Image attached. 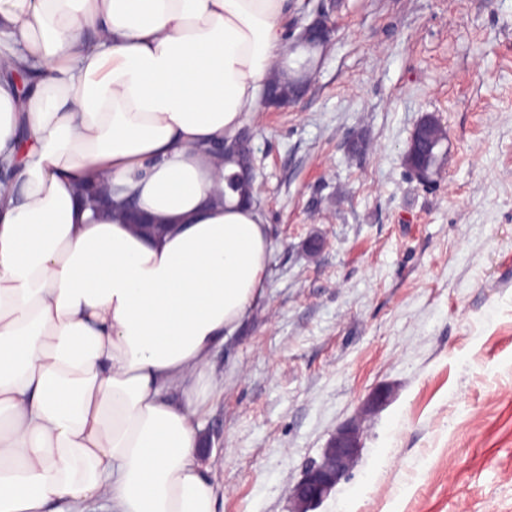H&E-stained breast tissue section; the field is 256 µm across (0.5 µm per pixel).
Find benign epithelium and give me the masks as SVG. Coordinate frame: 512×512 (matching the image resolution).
I'll return each instance as SVG.
<instances>
[{"mask_svg":"<svg viewBox=\"0 0 512 512\" xmlns=\"http://www.w3.org/2000/svg\"><path fill=\"white\" fill-rule=\"evenodd\" d=\"M332 0H319L312 20L302 27L297 41L288 45V54L298 51L305 53L324 52L329 47L335 24L332 20ZM312 76L300 67L288 86L265 82L262 100L277 109L290 108L297 105L307 94L311 86ZM420 127H415L408 143L406 164L412 174L422 182L430 180L432 174L439 170L428 158V152L423 147L424 139L419 133ZM250 134L242 131L231 141H224L221 153L235 157L238 161L237 177L246 183L255 182L254 166L251 155L241 151L242 146L249 142ZM360 451L357 430L352 426L339 429L329 440L320 461L310 463L302 479L293 487L292 498L296 504V512H307V509L322 502L347 475L349 469Z\"/></svg>","mask_w":512,"mask_h":512,"instance_id":"benign-epithelium-1","label":"benign epithelium"}]
</instances>
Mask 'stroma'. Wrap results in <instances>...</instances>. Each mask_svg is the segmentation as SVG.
<instances>
[{"label":"stroma","instance_id":"35a3bbf8","mask_svg":"<svg viewBox=\"0 0 512 512\" xmlns=\"http://www.w3.org/2000/svg\"><path fill=\"white\" fill-rule=\"evenodd\" d=\"M332 18L308 95L243 122L268 300L213 356L221 512H291L354 418L360 455L314 512H512V0H339ZM426 116L448 138L423 185L404 155Z\"/></svg>","mask_w":512,"mask_h":512}]
</instances>
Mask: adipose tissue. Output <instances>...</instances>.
Masks as SVG:
<instances>
[{"label":"adipose tissue","instance_id":"obj_1","mask_svg":"<svg viewBox=\"0 0 512 512\" xmlns=\"http://www.w3.org/2000/svg\"><path fill=\"white\" fill-rule=\"evenodd\" d=\"M288 0H0V512H217L216 347L267 298L269 226L209 151L284 54ZM105 180L164 224L93 210Z\"/></svg>","mask_w":512,"mask_h":512}]
</instances>
